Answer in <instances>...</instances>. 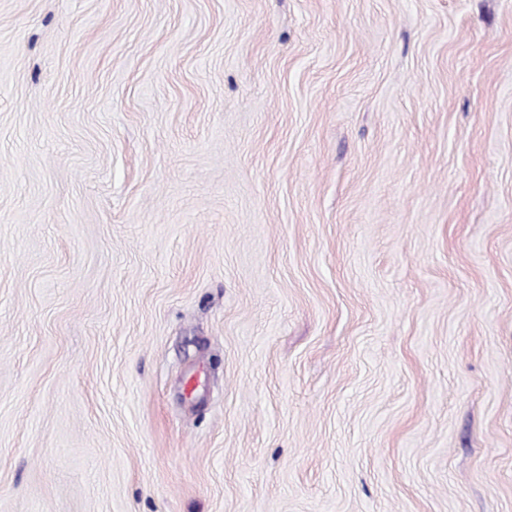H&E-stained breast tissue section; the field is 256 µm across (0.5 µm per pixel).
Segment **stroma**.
I'll return each instance as SVG.
<instances>
[{
	"label": "stroma",
	"mask_w": 512,
	"mask_h": 512,
	"mask_svg": "<svg viewBox=\"0 0 512 512\" xmlns=\"http://www.w3.org/2000/svg\"><path fill=\"white\" fill-rule=\"evenodd\" d=\"M0 512H512V0H0Z\"/></svg>",
	"instance_id": "stroma-1"
}]
</instances>
